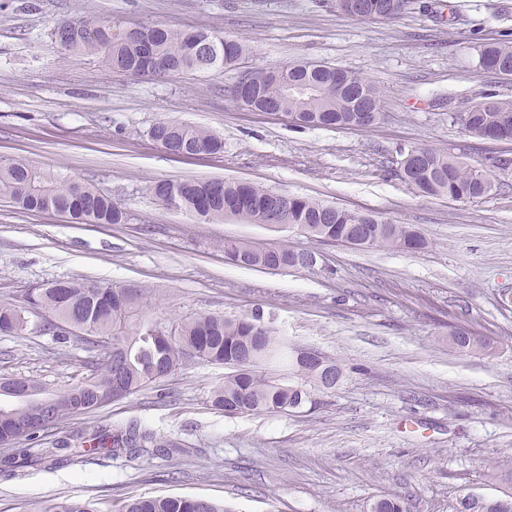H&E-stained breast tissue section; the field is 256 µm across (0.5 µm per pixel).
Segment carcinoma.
<instances>
[{"instance_id": "obj_1", "label": "carcinoma", "mask_w": 512, "mask_h": 512, "mask_svg": "<svg viewBox=\"0 0 512 512\" xmlns=\"http://www.w3.org/2000/svg\"><path fill=\"white\" fill-rule=\"evenodd\" d=\"M415 0H336L342 14L357 21H394ZM52 41L71 57L96 56L109 68L132 76L168 78L181 74H207L235 69L245 53L242 40L211 28L177 29L160 22H112L97 15L63 23L52 29ZM480 66L496 74L512 76V41L485 44L478 53ZM239 106L251 112H283L301 127H358L363 107L383 108L380 92L358 74L322 62L301 61L275 70L261 71L260 84L249 101ZM471 137L484 139L490 133L512 138V98L494 95L473 103L465 118H456ZM166 150L187 158L223 152L224 142L212 131L182 122L159 121L149 131ZM417 163L401 168V177L419 193L451 201H474L492 190L484 168L469 165L446 152L417 147ZM155 198L175 210L205 222L235 218L250 224H278L320 244H346L364 237L367 247H390L417 252L426 246L423 237L407 224H394L374 212H361L327 205L306 197L288 198L281 220L272 219L278 200L273 192L250 182L224 180L158 181L149 187ZM0 199L31 212H56L75 224H125L129 215L111 196L75 177L34 167L21 159L0 158ZM229 262L249 269H305L311 251L288 246H265L250 242L218 244ZM26 305L38 309L46 330L57 336L69 333L59 327L68 319L83 325L77 339L92 353L90 374L72 389H88L103 395L85 408L69 404L66 395L56 396L50 417L32 430L22 432L18 423L36 419L37 406L5 408L0 405V442L12 446L40 437L68 418L99 409L141 390L171 373L186 361L188 353L232 372L213 390L211 406L226 414L276 413L315 404L317 391L332 389L337 363L289 347L277 331L256 317H228L205 313L159 332L143 319L145 292L109 282L56 280L31 288ZM22 308L0 302V334H19L25 329ZM461 348H486L489 343L470 329L450 333ZM289 362L292 378L274 379L260 370L273 360ZM6 388L42 390L28 378H0ZM87 452H104L134 462L144 457L171 459L183 452L177 444L153 429L130 421L119 428H97L82 436ZM67 445L22 448L0 458L6 470L38 467L69 460ZM45 512H99L95 503L59 501ZM119 512H226L217 503L193 497H139L121 505ZM370 512H408L399 498L381 497ZM456 512H512V496L487 499L465 497Z\"/></svg>"}]
</instances>
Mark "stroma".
I'll return each mask as SVG.
<instances>
[{"label":"stroma","mask_w":512,"mask_h":512,"mask_svg":"<svg viewBox=\"0 0 512 512\" xmlns=\"http://www.w3.org/2000/svg\"><path fill=\"white\" fill-rule=\"evenodd\" d=\"M441 17L415 9L395 21L359 22L336 0H0V157L71 174L120 203L125 224H74L0 201V301L59 279L143 288L145 319L166 326L217 312L260 315L290 346L339 361L343 381L292 412L227 415L209 398L225 369L187 362L141 391L78 414L51 433L71 460L0 471V512H43L96 499L118 512L129 499L205 497L226 512H368L380 496L410 512H454L463 497L512 493V174L490 195L453 202L420 194L398 175L411 148L428 146L478 167L512 155V141H477L450 115L512 77L478 63L480 45L512 40V0H443ZM112 20L206 27L242 39L238 70L169 79L69 58L51 40L63 21ZM323 61L381 93L362 128L299 127L280 112L239 108V70ZM175 120L216 132L223 152L178 158L149 131ZM251 182L410 224L418 252L322 245L291 231L236 220L205 224L167 208L159 180ZM224 240L319 253L311 269L242 268ZM28 326L0 335V378L61 392L89 373L83 343ZM466 326L492 344L464 352L448 341ZM136 419L190 449L131 465L88 455L74 440L93 426Z\"/></svg>","instance_id":"35a3bbf8"}]
</instances>
